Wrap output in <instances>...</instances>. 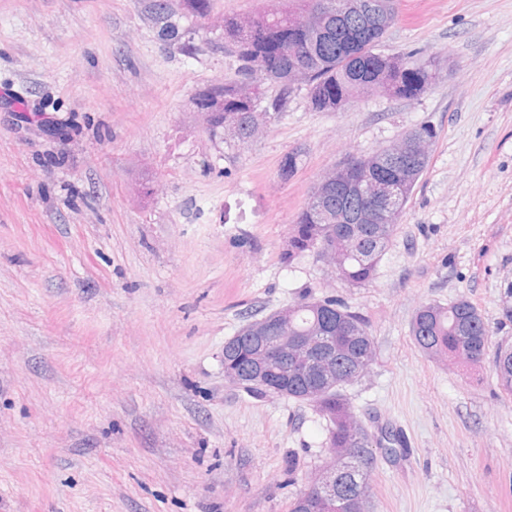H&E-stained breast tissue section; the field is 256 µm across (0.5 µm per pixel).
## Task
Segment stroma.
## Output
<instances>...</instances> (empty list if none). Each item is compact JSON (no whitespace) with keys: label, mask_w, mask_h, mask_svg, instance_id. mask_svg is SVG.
Here are the masks:
<instances>
[{"label":"stroma","mask_w":512,"mask_h":512,"mask_svg":"<svg viewBox=\"0 0 512 512\" xmlns=\"http://www.w3.org/2000/svg\"><path fill=\"white\" fill-rule=\"evenodd\" d=\"M150 2L0 0V512H288L327 423L225 379L224 343L307 294L365 317L376 355L345 393L407 442L377 448L371 512H512V396L411 335L421 305L465 298L512 343V0H396L380 49L437 57L429 89L317 112L302 87L245 144L194 97L239 77L221 17L269 0L174 12L178 43ZM422 126L373 283L283 262L323 171ZM155 4L150 5V9H153L156 24L159 25V32L166 40L178 41L182 38V34L178 26L168 19V3L164 0H155ZM414 136H426L430 140L434 138V133L430 128L421 127L418 129L411 130L409 132L404 133L401 137L412 139ZM430 140L422 137L420 141L415 143V148L418 149L421 153L427 156H418L413 157L405 167L398 168L397 159L390 157L387 154H383V152L376 153L374 155L375 158H379V162L383 166L382 170L388 174L391 178L395 177L397 174L400 178V181L404 183L405 186V194L401 201L402 211L404 210L410 196L412 195L414 188L416 187L420 177L423 175L426 170L429 162L428 152L430 149Z\"/></svg>","instance_id":"35a3bbf8"}]
</instances>
